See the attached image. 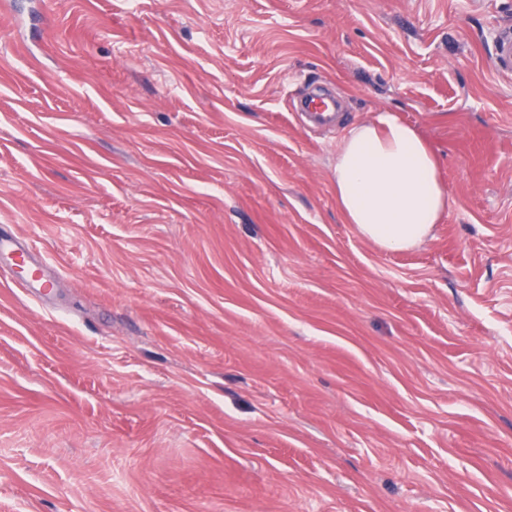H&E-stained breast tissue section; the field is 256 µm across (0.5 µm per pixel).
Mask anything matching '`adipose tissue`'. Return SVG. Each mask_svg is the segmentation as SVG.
Here are the masks:
<instances>
[{"mask_svg":"<svg viewBox=\"0 0 512 512\" xmlns=\"http://www.w3.org/2000/svg\"><path fill=\"white\" fill-rule=\"evenodd\" d=\"M334 188L347 223L388 251L425 243L448 210L435 154L418 130L389 110L352 126L342 139Z\"/></svg>","mask_w":512,"mask_h":512,"instance_id":"adipose-tissue-1","label":"adipose tissue"}]
</instances>
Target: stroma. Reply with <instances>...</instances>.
I'll list each match as a JSON object with an SVG mask.
<instances>
[{
  "label": "stroma",
  "instance_id": "stroma-1",
  "mask_svg": "<svg viewBox=\"0 0 512 512\" xmlns=\"http://www.w3.org/2000/svg\"><path fill=\"white\" fill-rule=\"evenodd\" d=\"M0 14V512H512V0H26ZM340 103L315 125L314 86ZM394 111L448 211L347 224ZM492 65L499 73H512V34L510 32L502 33L496 38ZM334 188L347 223L387 251L425 243L448 210L435 154L390 110L352 126L342 139ZM9 273L11 279L21 285L24 288L29 290H34L37 292H41L43 294H48L51 292V288H53V280L47 277L43 270L34 269L31 275L27 279H18L15 277L13 269L9 267Z\"/></svg>",
  "mask_w": 512,
  "mask_h": 512
}]
</instances>
